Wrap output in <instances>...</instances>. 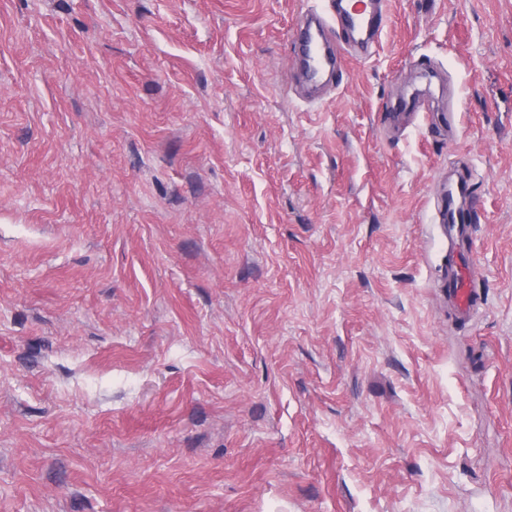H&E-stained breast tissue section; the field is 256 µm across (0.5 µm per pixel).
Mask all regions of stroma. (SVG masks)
<instances>
[{
  "label": "stroma",
  "instance_id": "stroma-1",
  "mask_svg": "<svg viewBox=\"0 0 512 512\" xmlns=\"http://www.w3.org/2000/svg\"><path fill=\"white\" fill-rule=\"evenodd\" d=\"M383 5L0 0V512H512V0ZM330 19L336 24V27L346 28L355 31L356 29L365 32L366 47L375 46L381 37L384 29L383 12L367 9L360 15H353L351 11L345 9L341 0L334 1V7L330 3ZM332 28L324 14L312 12L300 24L295 35V48H298L309 70L327 84L330 83L336 67L349 57L348 50L344 46L336 45L335 47ZM310 56L315 59L314 67L310 65ZM448 293L460 313L467 314L477 290L467 281L463 255L458 266L453 262L448 267Z\"/></svg>",
  "mask_w": 512,
  "mask_h": 512
}]
</instances>
